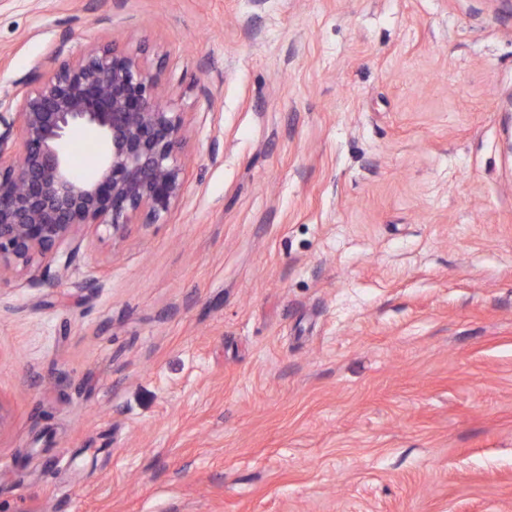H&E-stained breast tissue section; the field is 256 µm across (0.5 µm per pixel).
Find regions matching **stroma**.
Listing matches in <instances>:
<instances>
[{
	"instance_id": "1",
	"label": "stroma",
	"mask_w": 512,
	"mask_h": 512,
	"mask_svg": "<svg viewBox=\"0 0 512 512\" xmlns=\"http://www.w3.org/2000/svg\"><path fill=\"white\" fill-rule=\"evenodd\" d=\"M103 42L184 188L0 273V512H512V0H0V112Z\"/></svg>"
}]
</instances>
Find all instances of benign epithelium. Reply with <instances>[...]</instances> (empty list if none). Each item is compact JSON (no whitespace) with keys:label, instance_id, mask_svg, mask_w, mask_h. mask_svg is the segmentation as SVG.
I'll return each mask as SVG.
<instances>
[{"label":"benign epithelium","instance_id":"7a95c632","mask_svg":"<svg viewBox=\"0 0 512 512\" xmlns=\"http://www.w3.org/2000/svg\"><path fill=\"white\" fill-rule=\"evenodd\" d=\"M159 81L148 58L103 44L18 85L15 111L0 112V271L37 257L66 270L80 227L117 235L170 212L184 186V121ZM86 127L98 131V162L77 179L65 146Z\"/></svg>","mask_w":512,"mask_h":512}]
</instances>
